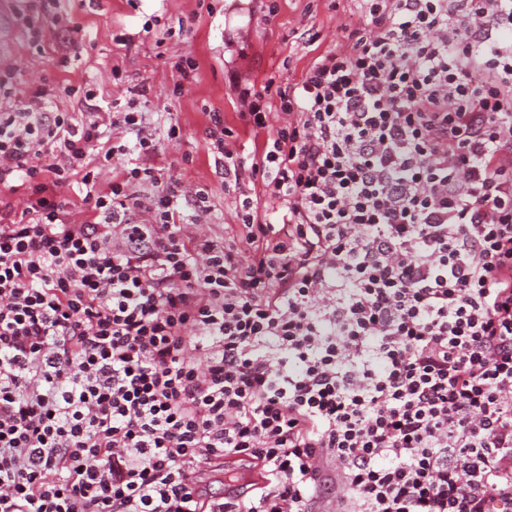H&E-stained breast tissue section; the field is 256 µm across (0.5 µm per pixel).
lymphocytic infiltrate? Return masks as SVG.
Listing matches in <instances>:
<instances>
[{
    "instance_id": "obj_1",
    "label": "lymphocytic infiltrate",
    "mask_w": 512,
    "mask_h": 512,
    "mask_svg": "<svg viewBox=\"0 0 512 512\" xmlns=\"http://www.w3.org/2000/svg\"><path fill=\"white\" fill-rule=\"evenodd\" d=\"M351 2L253 157L211 113L225 239L136 99L0 70V512H512V0Z\"/></svg>"
}]
</instances>
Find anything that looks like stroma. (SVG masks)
<instances>
[{
	"label": "stroma",
	"instance_id": "stroma-1",
	"mask_svg": "<svg viewBox=\"0 0 512 512\" xmlns=\"http://www.w3.org/2000/svg\"><path fill=\"white\" fill-rule=\"evenodd\" d=\"M333 2L338 5L334 11L329 8ZM56 3L87 40L81 57L64 66L52 50L27 48L19 18L40 9L42 0H0V64L17 70L24 92L41 81L62 79L93 90V98L81 105L58 99L63 112H102L112 101L146 89L141 106L150 114L156 137H164L173 118L184 131L181 142L165 144L163 166L186 186L209 188L212 229L219 234L236 217L208 158L210 113H223L226 125L239 130L234 143L238 152L254 148L252 137L240 130L237 95L225 80L226 72H238L258 86L270 78H299L316 56L335 46L336 28L345 21L347 7L346 0H277L278 15L268 25L262 20L263 0H138L133 7L126 0ZM149 19L155 25L147 33L142 26ZM119 34L127 36V44L115 43ZM184 54L197 60L198 76L190 91L178 94L168 59ZM116 67L127 75L125 84L113 81Z\"/></svg>",
	"mask_w": 512,
	"mask_h": 512
}]
</instances>
